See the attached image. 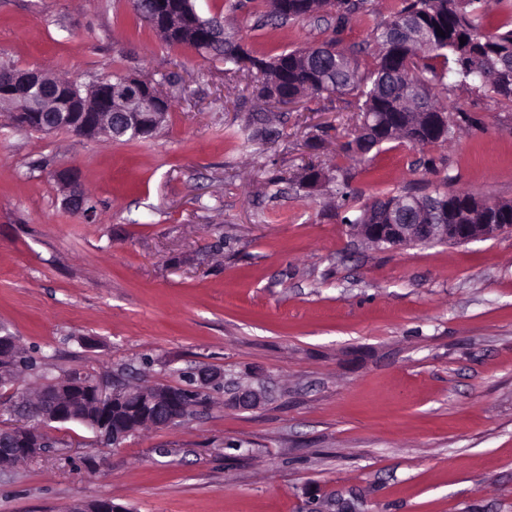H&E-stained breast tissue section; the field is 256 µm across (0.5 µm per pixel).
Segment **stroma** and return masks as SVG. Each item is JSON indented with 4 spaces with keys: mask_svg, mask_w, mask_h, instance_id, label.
Returning <instances> with one entry per match:
<instances>
[{
    "mask_svg": "<svg viewBox=\"0 0 512 512\" xmlns=\"http://www.w3.org/2000/svg\"><path fill=\"white\" fill-rule=\"evenodd\" d=\"M250 54L337 37L360 72L372 15L265 19L264 0H193ZM86 84L150 78L174 99L153 137L91 141L0 112V327L57 377L182 386V371L263 385L225 390L174 428L102 448L75 424L0 469V512H68L103 497L128 512H512V234L379 248L342 218L434 188L512 200V106L440 98L452 139L340 146L343 100L275 108L276 137L236 138L253 77L169 46L129 0H0V64ZM326 182L302 187V167ZM74 170L94 210L63 204ZM196 380L202 386L224 385V389L233 391L235 394V401L239 406H255L263 399V391L261 387L242 389L235 381L224 379V375L221 373L207 372L204 370L197 371Z\"/></svg>",
    "mask_w": 512,
    "mask_h": 512,
    "instance_id": "35a3bbf8",
    "label": "stroma"
}]
</instances>
